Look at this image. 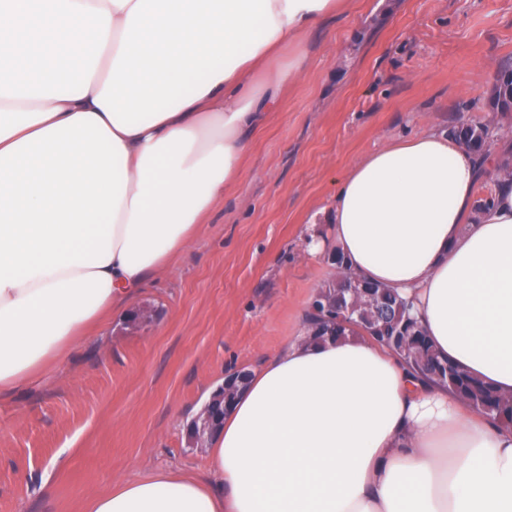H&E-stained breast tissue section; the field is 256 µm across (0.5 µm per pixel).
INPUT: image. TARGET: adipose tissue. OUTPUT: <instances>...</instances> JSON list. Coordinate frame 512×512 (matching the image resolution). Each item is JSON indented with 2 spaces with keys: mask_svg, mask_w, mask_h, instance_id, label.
I'll return each mask as SVG.
<instances>
[{
  "mask_svg": "<svg viewBox=\"0 0 512 512\" xmlns=\"http://www.w3.org/2000/svg\"><path fill=\"white\" fill-rule=\"evenodd\" d=\"M344 0H0V395L169 270L244 176L310 33ZM292 49L287 67L269 58ZM432 130L335 176L328 233L412 297L435 348L512 395V181ZM205 475L157 469L86 512H512V428L359 337L254 371Z\"/></svg>",
  "mask_w": 512,
  "mask_h": 512,
  "instance_id": "adipose-tissue-1",
  "label": "adipose tissue"
}]
</instances>
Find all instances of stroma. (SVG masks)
Segmentation results:
<instances>
[{
    "label": "stroma",
    "mask_w": 512,
    "mask_h": 512,
    "mask_svg": "<svg viewBox=\"0 0 512 512\" xmlns=\"http://www.w3.org/2000/svg\"><path fill=\"white\" fill-rule=\"evenodd\" d=\"M281 111L253 136L246 173L195 241L49 376L0 402V512H82L116 481L158 467L204 474L188 423L237 369L295 341L335 270L306 254L333 174L426 129L486 117L512 63V0H349L305 48Z\"/></svg>",
    "instance_id": "obj_1"
}]
</instances>
